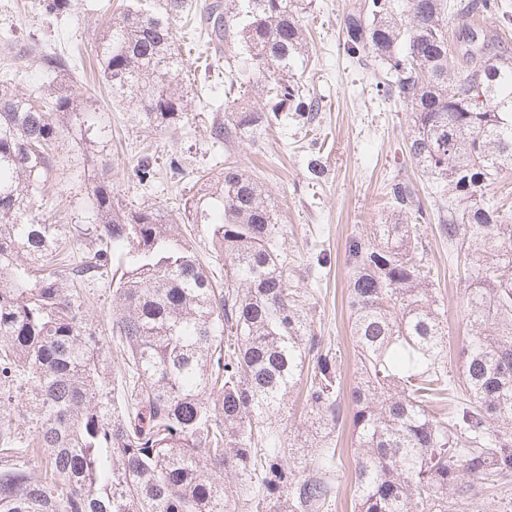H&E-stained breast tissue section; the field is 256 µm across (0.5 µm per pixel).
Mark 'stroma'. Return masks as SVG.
Returning <instances> with one entry per match:
<instances>
[{
	"label": "stroma",
	"mask_w": 512,
	"mask_h": 512,
	"mask_svg": "<svg viewBox=\"0 0 512 512\" xmlns=\"http://www.w3.org/2000/svg\"><path fill=\"white\" fill-rule=\"evenodd\" d=\"M83 2L88 9L79 18L57 20L19 18L14 0H0V32L10 31L19 42L35 41L63 53L77 47L84 56L94 57L96 23L107 0ZM352 2L304 0L310 56L297 63L295 71L321 110L309 121L283 118L251 145L213 142L209 130L222 115L200 108L195 96L197 87L205 85L217 101L242 98L246 82L241 58L229 60L215 52L210 57L214 70L186 68L184 88L191 115L174 132L144 128L135 113L114 108L104 88L85 80L81 71L70 76L71 83L101 101L102 118L112 129L104 152L116 170L114 195L129 208L181 213L186 199L199 189L198 172L219 171L229 158L260 177L287 226L283 246L291 259V277L310 293L314 330L339 344L348 374L354 365L346 298L349 236L390 216L391 183L410 182L424 207L433 205L431 185L407 153L408 108L377 96L371 70L345 50L344 18ZM144 152L155 160V177L139 185L124 178L121 170ZM172 156L180 160L179 172L169 168ZM313 160L323 167L321 176L311 174L308 164ZM422 230L435 270L434 294L448 311V361L456 368L469 333L464 313L466 271L449 263L448 243L438 236L435 225H423Z\"/></svg>",
	"instance_id": "stroma-1"
}]
</instances>
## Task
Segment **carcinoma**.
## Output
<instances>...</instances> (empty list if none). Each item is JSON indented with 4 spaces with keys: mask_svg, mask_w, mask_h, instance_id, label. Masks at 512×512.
Here are the masks:
<instances>
[{
    "mask_svg": "<svg viewBox=\"0 0 512 512\" xmlns=\"http://www.w3.org/2000/svg\"><path fill=\"white\" fill-rule=\"evenodd\" d=\"M198 8L207 44L247 52L254 92L224 103L214 139L253 142L284 112L321 110L293 72L308 55L300 0L107 6L95 54L113 101L147 128L180 127L175 25ZM75 10L76 0H21L20 17ZM507 20L499 0H357L345 17L348 56L410 108L409 157L436 184L438 232L468 271L459 392L422 240L430 214L412 184L390 185L393 223L347 242V387L340 349L314 334L309 294L288 275L266 186L228 161L185 207L213 226L224 256V284L214 282L177 219L115 200L97 101L65 84L78 60L30 47L42 83L21 93L23 56L0 34V512H328L341 485L333 436L348 418L357 512H473L474 485L491 500L512 490V217L485 198L512 169ZM67 140L97 169L88 223L70 227L34 207L58 185ZM132 172L150 182V156ZM109 273L103 336L78 289ZM298 392L321 433L310 453L280 425ZM444 394L450 408L437 416Z\"/></svg>",
    "mask_w": 512,
    "mask_h": 512,
    "instance_id": "obj_1",
    "label": "carcinoma"
}]
</instances>
